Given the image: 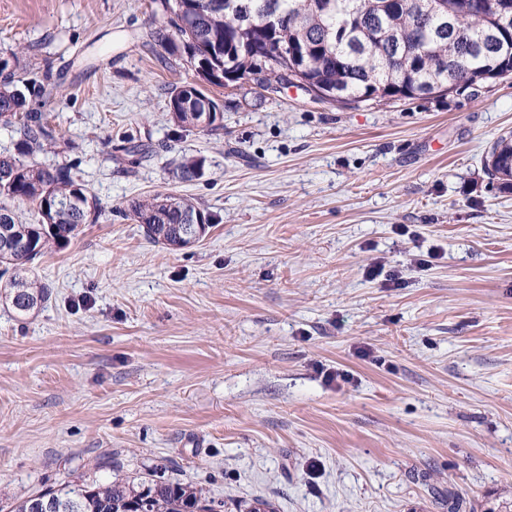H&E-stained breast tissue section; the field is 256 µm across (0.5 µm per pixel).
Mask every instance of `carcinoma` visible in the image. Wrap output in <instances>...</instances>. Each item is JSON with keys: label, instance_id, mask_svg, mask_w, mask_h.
Here are the masks:
<instances>
[{"label": "carcinoma", "instance_id": "cac0c4a2", "mask_svg": "<svg viewBox=\"0 0 512 512\" xmlns=\"http://www.w3.org/2000/svg\"><path fill=\"white\" fill-rule=\"evenodd\" d=\"M172 1L192 16L189 26L173 21L174 34L161 27L152 37L168 53L186 56L195 71L193 81L169 92L170 119L182 128H220L223 108L207 87L224 86L226 70L240 81L262 67L259 86L276 92L296 62L343 105L431 98L439 85L451 95L512 74V10L501 13L500 0H434L432 11L419 10L418 0H159V5L166 12ZM277 12L288 14V26L269 19ZM43 92L0 60V124L17 136L16 152L0 153V197L27 201L39 216L38 223L25 224L0 205V291L20 316L51 296L30 264L77 237L98 213L72 167L24 160L56 142V129L43 113L28 108V98ZM203 166L201 158L186 159L177 176L193 181ZM485 170L489 179L512 187V135L497 139ZM130 213L149 240L167 249L182 248L188 224L202 223L203 236L212 227L210 215L174 194L138 200ZM39 497L51 500L53 512H220L224 507L196 484L142 477L136 483L65 480L1 504L0 512H35Z\"/></svg>", "mask_w": 512, "mask_h": 512}]
</instances>
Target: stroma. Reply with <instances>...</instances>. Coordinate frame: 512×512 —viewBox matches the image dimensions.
<instances>
[{"label":"stroma","instance_id":"1","mask_svg":"<svg viewBox=\"0 0 512 512\" xmlns=\"http://www.w3.org/2000/svg\"><path fill=\"white\" fill-rule=\"evenodd\" d=\"M150 4L0 0V59L51 88L30 160L99 208L36 261L42 308L0 301V496L157 468L224 512H512V189L484 170L512 78L348 107L237 83L222 128H181L195 72ZM155 193L208 234L151 242L125 210Z\"/></svg>","mask_w":512,"mask_h":512}]
</instances>
